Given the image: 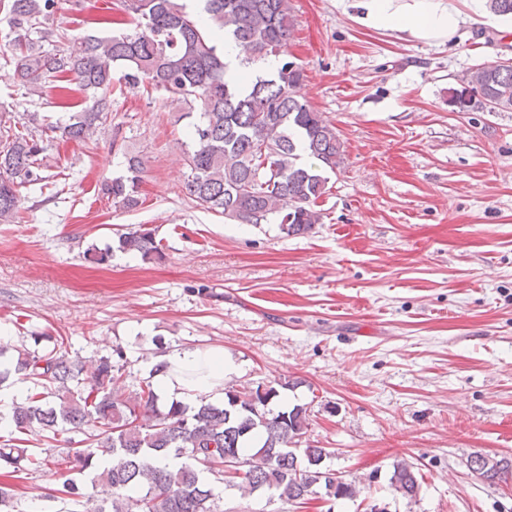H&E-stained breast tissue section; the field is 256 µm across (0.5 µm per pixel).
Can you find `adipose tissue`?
I'll return each instance as SVG.
<instances>
[{"label": "adipose tissue", "mask_w": 512, "mask_h": 512, "mask_svg": "<svg viewBox=\"0 0 512 512\" xmlns=\"http://www.w3.org/2000/svg\"><path fill=\"white\" fill-rule=\"evenodd\" d=\"M485 0H354L357 20L370 28L391 30L415 40L451 39L468 16L486 17ZM237 363L220 348L172 351L152 366L163 397L187 404L200 398L224 397V379L237 372Z\"/></svg>", "instance_id": "1"}]
</instances>
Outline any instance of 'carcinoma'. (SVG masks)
Wrapping results in <instances>:
<instances>
[{
    "label": "carcinoma",
    "mask_w": 512,
    "mask_h": 512,
    "mask_svg": "<svg viewBox=\"0 0 512 512\" xmlns=\"http://www.w3.org/2000/svg\"><path fill=\"white\" fill-rule=\"evenodd\" d=\"M194 18L182 0H121L123 31L72 38L67 49L49 54L42 42L65 33L46 27L54 0H10L8 24L12 54L5 60L12 77L29 91L40 92L46 80L66 79L64 95H78L85 108L65 123H39L28 113L21 128L0 132V223L19 219L20 189L42 180L41 155L56 140L85 143L112 114V75L124 71L125 83L162 88L178 96L189 120L184 161L190 169L188 195L204 208L240 224H260L273 216L287 236L310 232L321 223L318 200L330 190L329 174L344 164L343 143L336 128L315 111L302 93L304 69L288 60L294 24L291 0H202ZM243 47L244 66L270 56L279 59L274 72L225 79L224 37ZM479 98L512 109V65L491 62L467 75ZM141 161L128 159L127 175L103 185L112 202L126 210L139 206ZM118 248L144 260L163 258L148 229L118 237ZM0 382L14 373L32 384L21 403L0 421L8 430L59 434L89 428L93 448H70L53 463L9 440L0 445V473L38 472L52 464L60 471L91 475L90 482L112 488V499L98 501L79 492L72 480L65 493L80 498L79 512H224L220 487L251 495L267 491L286 502L329 494L336 471L325 465L330 452L299 447L307 433V407L273 412L247 400L246 386L225 391L221 404L200 399L196 405L173 401L159 407L151 381L129 394L119 389L123 366L109 356L90 362L57 350L8 351ZM239 463L229 475L224 455ZM469 469L494 483L512 477V461L475 454ZM414 464H393L389 486L404 499L419 491Z\"/></svg>",
    "instance_id": "cac0c4a2"
}]
</instances>
